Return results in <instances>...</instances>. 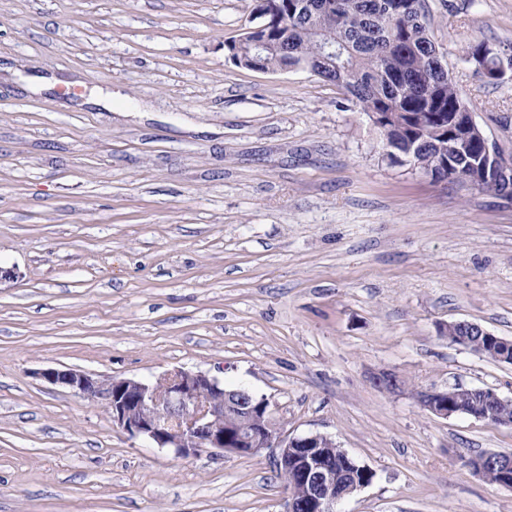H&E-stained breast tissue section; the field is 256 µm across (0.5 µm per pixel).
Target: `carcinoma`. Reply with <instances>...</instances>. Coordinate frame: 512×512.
I'll return each mask as SVG.
<instances>
[{
    "mask_svg": "<svg viewBox=\"0 0 512 512\" xmlns=\"http://www.w3.org/2000/svg\"><path fill=\"white\" fill-rule=\"evenodd\" d=\"M420 0H282L284 9L266 18L263 35L273 44L264 55L273 69H305L334 84L366 115L383 113L381 140L395 152L420 147L428 167L441 162L437 144L447 132L433 116H449L465 107L448 68L438 64L427 22H405L398 8ZM336 42V57L322 52ZM483 149L471 135L466 155H449L452 166L464 167ZM342 478L371 481L368 469L352 467L344 450L334 448Z\"/></svg>",
    "mask_w": 512,
    "mask_h": 512,
    "instance_id": "carcinoma-1",
    "label": "carcinoma"
}]
</instances>
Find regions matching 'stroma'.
Listing matches in <instances>:
<instances>
[{"label": "stroma", "mask_w": 512, "mask_h": 512, "mask_svg": "<svg viewBox=\"0 0 512 512\" xmlns=\"http://www.w3.org/2000/svg\"><path fill=\"white\" fill-rule=\"evenodd\" d=\"M258 0H0V512H284L276 449L182 459L40 369L155 380L184 368L271 403L375 473L338 512H512L466 467L512 426L438 417L419 391L512 365V202L383 156L335 85L235 65ZM475 123L512 153V0H426ZM395 375L385 391L374 380ZM487 51L492 54L494 64L490 68L480 69L483 77L492 82H498L512 76V56L508 48L488 47ZM448 329L450 330V333L454 335H449V340H451L454 343H457L458 340L460 345H463L474 352L481 354L480 350L478 349V342L481 340L482 337H484L488 344L494 343L502 345L503 347L511 348L512 351V340L506 339L501 336H496L493 333L488 332L478 324L472 322H457L449 324ZM455 336L457 337V340ZM475 336H478L476 340H474Z\"/></svg>", "instance_id": "35a3bbf8"}]
</instances>
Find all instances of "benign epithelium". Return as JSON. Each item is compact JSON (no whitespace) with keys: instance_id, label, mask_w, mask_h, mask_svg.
Instances as JSON below:
<instances>
[{"instance_id":"1","label":"benign epithelium","mask_w":512,"mask_h":512,"mask_svg":"<svg viewBox=\"0 0 512 512\" xmlns=\"http://www.w3.org/2000/svg\"><path fill=\"white\" fill-rule=\"evenodd\" d=\"M263 25L248 29L235 43L248 45L238 56L250 69L259 71L268 44L263 40H247ZM494 64L481 69L483 77L498 82L512 76V50L488 48ZM475 167L492 168L505 179H512V162L502 156L494 144L484 140L482 154ZM459 344L476 352L478 341L512 349V340L496 336L472 322L448 325ZM41 379L53 386L68 388L86 400L103 405L112 422L131 436L149 439L159 448H166L181 458L203 452L224 456L226 452L254 454L262 448L278 449L276 461H288V455L298 460L299 480L303 483L302 497L291 493L285 512H336V504L367 486L354 482L344 490L337 485L336 467L327 459V451L336 443L325 435L310 433L297 437L282 436L268 430L271 421L269 401L246 389L226 390L224 382L204 372L174 369L154 381L127 378L99 379L74 369L48 367L38 372ZM457 397L485 407L481 419L499 425L511 426L512 416L498 411L505 402L490 389L460 388ZM422 406L433 414L448 418L464 408L448 400L446 390H426L419 394ZM499 465L512 468V458L497 453H486L476 463L466 462L473 469Z\"/></svg>"}]
</instances>
